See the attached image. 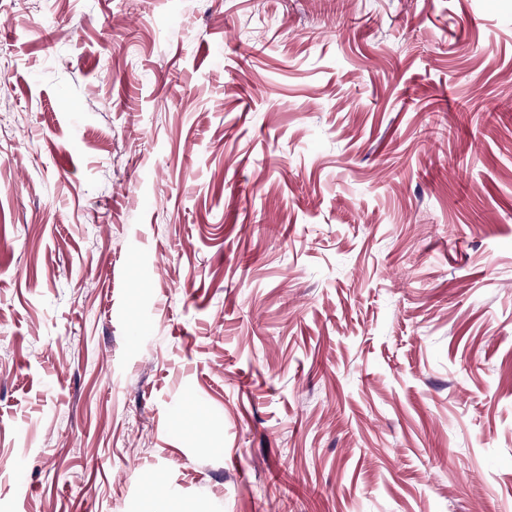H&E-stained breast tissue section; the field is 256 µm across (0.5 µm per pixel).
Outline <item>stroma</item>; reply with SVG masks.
I'll return each instance as SVG.
<instances>
[{
    "mask_svg": "<svg viewBox=\"0 0 512 512\" xmlns=\"http://www.w3.org/2000/svg\"><path fill=\"white\" fill-rule=\"evenodd\" d=\"M0 53V512H512V0H0Z\"/></svg>",
    "mask_w": 512,
    "mask_h": 512,
    "instance_id": "stroma-1",
    "label": "stroma"
}]
</instances>
